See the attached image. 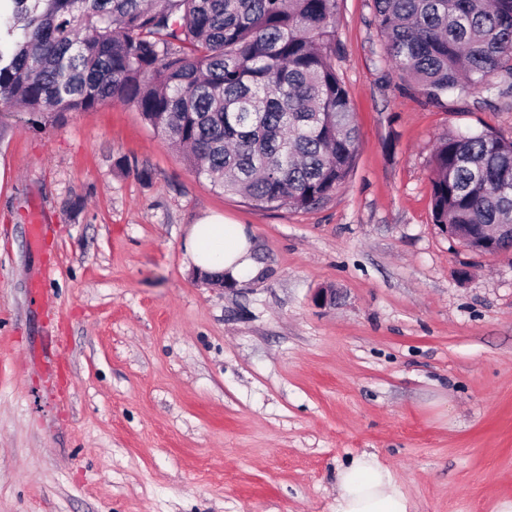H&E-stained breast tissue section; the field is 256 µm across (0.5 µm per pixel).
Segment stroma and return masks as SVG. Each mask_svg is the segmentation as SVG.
<instances>
[{
  "mask_svg": "<svg viewBox=\"0 0 512 512\" xmlns=\"http://www.w3.org/2000/svg\"><path fill=\"white\" fill-rule=\"evenodd\" d=\"M336 70L356 162L308 210L214 190L132 104L0 109V512H335L364 453L415 512L512 503V257L431 205L438 138H511L512 99L426 104L372 0H337ZM210 214L257 276L199 278Z\"/></svg>",
  "mask_w": 512,
  "mask_h": 512,
  "instance_id": "35a3bbf8",
  "label": "stroma"
}]
</instances>
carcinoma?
Wrapping results in <instances>:
<instances>
[{
  "label": "carcinoma",
  "instance_id": "carcinoma-1",
  "mask_svg": "<svg viewBox=\"0 0 512 512\" xmlns=\"http://www.w3.org/2000/svg\"><path fill=\"white\" fill-rule=\"evenodd\" d=\"M387 57L443 106L512 94V0H373ZM336 0H0V105L34 116L134 103L196 175L257 207L307 210L353 172ZM499 76L493 82L491 77ZM441 229L512 223V138L448 132Z\"/></svg>",
  "mask_w": 512,
  "mask_h": 512
}]
</instances>
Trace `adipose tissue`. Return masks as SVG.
Segmentation results:
<instances>
[{"label":"adipose tissue","mask_w":512,"mask_h":512,"mask_svg":"<svg viewBox=\"0 0 512 512\" xmlns=\"http://www.w3.org/2000/svg\"><path fill=\"white\" fill-rule=\"evenodd\" d=\"M186 252L198 269L222 272L229 281L258 272L245 230L219 218L193 226ZM413 509L393 472L375 455L353 458L338 474L335 512H413Z\"/></svg>","instance_id":"1"}]
</instances>
